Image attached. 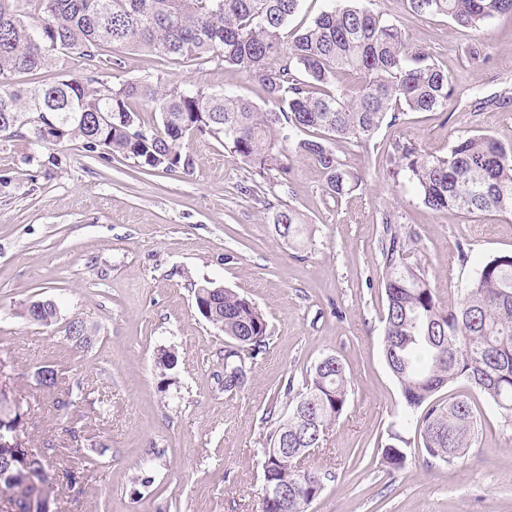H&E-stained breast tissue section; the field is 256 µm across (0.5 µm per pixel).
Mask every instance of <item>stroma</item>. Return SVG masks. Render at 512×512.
Wrapping results in <instances>:
<instances>
[{
  "instance_id": "1",
  "label": "stroma",
  "mask_w": 512,
  "mask_h": 512,
  "mask_svg": "<svg viewBox=\"0 0 512 512\" xmlns=\"http://www.w3.org/2000/svg\"><path fill=\"white\" fill-rule=\"evenodd\" d=\"M363 3L425 48L457 92L436 111L382 126L369 145H338L363 177L341 199L303 157L271 172L269 204L241 195L250 169L208 137L188 141L187 175L144 173L77 140L0 138V384L25 413L22 439L55 459L51 512H260L265 413L287 380L302 381L326 355L343 362L350 386L306 459L324 484L309 512H512V424L463 384L437 398L472 402L479 434L464 457L449 465L413 445L392 471L378 451L403 407L382 355L383 214L445 303L460 299L480 262L512 253V215L430 211L412 184L387 177L388 152L411 140L443 156L467 133L512 143V17L475 31L412 15L405 0ZM120 59L115 85L146 77L266 104L262 87L230 65L127 50ZM289 206L308 226L296 246L272 223ZM208 282L250 299L268 323L265 352L232 393L225 337L195 304ZM38 298L58 304L52 326L20 317ZM74 316L97 328L92 347L66 338ZM166 350L177 356L170 370L157 364ZM45 366L57 372L55 389L37 381ZM67 398L73 406L59 409Z\"/></svg>"
}]
</instances>
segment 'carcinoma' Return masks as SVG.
<instances>
[{
  "instance_id": "carcinoma-1",
  "label": "carcinoma",
  "mask_w": 512,
  "mask_h": 512,
  "mask_svg": "<svg viewBox=\"0 0 512 512\" xmlns=\"http://www.w3.org/2000/svg\"><path fill=\"white\" fill-rule=\"evenodd\" d=\"M38 16L22 22L15 0H0V138L36 142L79 140L83 148L132 159L153 171L190 173L185 151L192 136H208L261 177L300 156L321 169L328 194L338 199L356 190L362 178L332 145H367L383 123L407 112H434L453 95L451 78L422 47L407 44L402 30L361 4L338 0L306 29L288 31L302 0H35ZM419 16L443 15L456 26L478 30L499 15L512 16V0H407ZM140 51L177 62L232 65L262 86L267 108L233 94L161 87L149 80L104 87V71L54 83L21 87L20 72L56 68L78 57L110 68L115 52ZM353 83L336 85L341 73ZM154 113L147 124L141 112ZM392 154L434 212L512 215V145L486 134L458 137L445 156L413 142L396 141ZM286 243L307 233L292 209L275 217ZM385 274L383 354L404 404L399 428L420 422V447L451 464L475 438L471 404L447 405L431 397L450 383L463 382L484 395L512 421V254L484 260L463 296L443 304L423 273L408 262L397 235L382 244ZM200 315L224 331L232 348L228 366L254 360L266 349L268 324L259 307L229 288L203 285L195 294ZM21 316L50 325L56 310L38 300ZM288 413L272 405L266 466L273 481L288 487V512H308L324 489L321 474L298 466L343 413L348 378L342 361L326 356L310 369L301 388L288 381ZM424 414L417 415L419 409ZM24 412L16 400L0 407V426L17 427ZM380 446L392 471L405 467L404 439ZM288 445L285 455L272 454ZM46 451L0 445V503L13 512H45L51 498Z\"/></svg>"
}]
</instances>
